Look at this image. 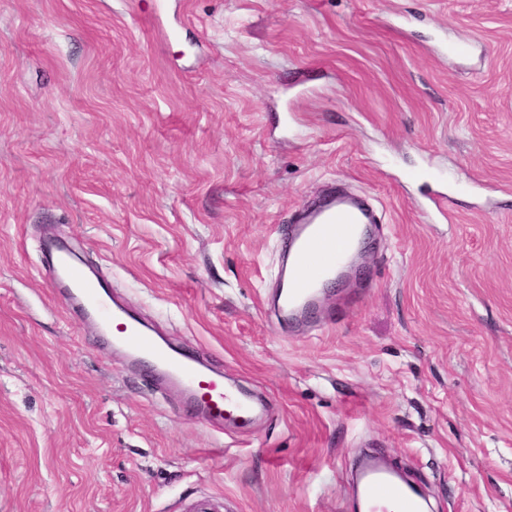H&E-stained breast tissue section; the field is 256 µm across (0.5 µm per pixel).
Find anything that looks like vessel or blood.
Wrapping results in <instances>:
<instances>
[{
    "label": "vessel or blood",
    "instance_id": "b4317fda",
    "mask_svg": "<svg viewBox=\"0 0 512 512\" xmlns=\"http://www.w3.org/2000/svg\"><path fill=\"white\" fill-rule=\"evenodd\" d=\"M369 221L365 209L341 195L296 212L281 243L293 259L292 275L279 295L283 323L314 318L322 280L344 268L351 245ZM50 253L64 303L75 316L93 318L111 333L113 348L124 352L132 373L140 375L147 388L161 392L176 387L186 415L211 427L234 419L246 422L258 412V405L234 392L222 374L193 355L161 347L135 316L112 303L102 283L72 267L64 249L54 246ZM357 494L363 512H424L419 492L376 455L360 463Z\"/></svg>",
    "mask_w": 512,
    "mask_h": 512
}]
</instances>
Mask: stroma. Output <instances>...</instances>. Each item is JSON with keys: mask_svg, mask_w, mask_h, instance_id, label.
Listing matches in <instances>:
<instances>
[{"mask_svg": "<svg viewBox=\"0 0 512 512\" xmlns=\"http://www.w3.org/2000/svg\"><path fill=\"white\" fill-rule=\"evenodd\" d=\"M333 184L382 229L294 329L278 239ZM43 239L269 416L151 397ZM366 446L512 512V0H0V512H352Z\"/></svg>", "mask_w": 512, "mask_h": 512, "instance_id": "stroma-1", "label": "stroma"}]
</instances>
